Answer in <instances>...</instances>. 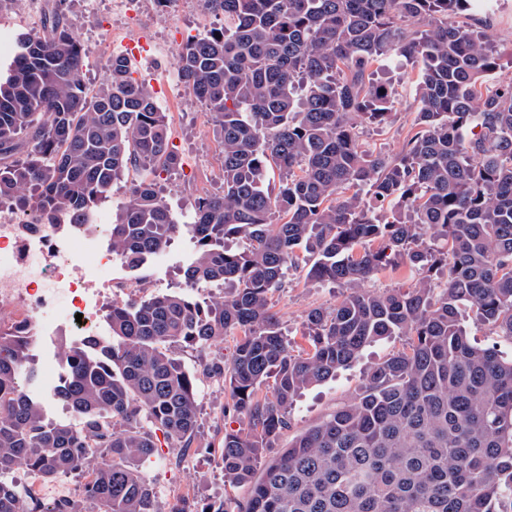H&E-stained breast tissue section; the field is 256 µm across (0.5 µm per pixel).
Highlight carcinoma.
<instances>
[{
	"mask_svg": "<svg viewBox=\"0 0 512 512\" xmlns=\"http://www.w3.org/2000/svg\"><path fill=\"white\" fill-rule=\"evenodd\" d=\"M206 2L224 29L187 41L176 67L215 123L224 191L199 199L191 224L156 190L178 159L165 113L124 56L88 93L82 44L50 6L0 79V202L32 224H89L113 183L139 169L110 223L112 252L137 267L187 233V287L226 288L210 303L174 292L112 305L105 335L60 346L63 375L48 395L27 390L39 378L34 337L0 330V473L82 470L92 474L83 498L100 512H164L140 465L159 432L190 447L198 417L197 375L170 347L235 333L230 366L202 374L224 377L226 409L248 419L224 431L221 462L250 495L209 512H512V360L474 346L460 321L468 307L512 338V80L486 84L498 58L472 31L476 0ZM391 55L422 63L416 131L393 156L365 148L356 122L392 115L391 87L373 80ZM365 194L389 207L385 218ZM427 235L443 246H425ZM302 263L345 294L309 312L296 354L269 292ZM389 265L418 279L362 288ZM389 336L406 344L368 371L362 392L258 470L294 397ZM267 385L271 396L258 397ZM50 399L77 423L48 421ZM19 499L0 481V512ZM32 512L81 510L59 498Z\"/></svg>",
	"mask_w": 512,
	"mask_h": 512,
	"instance_id": "1",
	"label": "carcinoma"
}]
</instances>
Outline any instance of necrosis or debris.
<instances>
[{"label": "necrosis or debris", "instance_id": "4bbe7bcc", "mask_svg": "<svg viewBox=\"0 0 512 512\" xmlns=\"http://www.w3.org/2000/svg\"><path fill=\"white\" fill-rule=\"evenodd\" d=\"M124 264L101 225L27 224L0 210V328L21 324L32 336L71 340L102 335L97 312L112 300V269ZM62 294L71 317L45 319Z\"/></svg>", "mask_w": 512, "mask_h": 512}]
</instances>
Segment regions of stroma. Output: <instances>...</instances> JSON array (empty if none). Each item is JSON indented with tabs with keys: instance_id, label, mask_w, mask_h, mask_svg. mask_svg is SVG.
<instances>
[{
	"instance_id": "1",
	"label": "stroma",
	"mask_w": 512,
	"mask_h": 512,
	"mask_svg": "<svg viewBox=\"0 0 512 512\" xmlns=\"http://www.w3.org/2000/svg\"><path fill=\"white\" fill-rule=\"evenodd\" d=\"M47 0H0V67H5L17 51L19 35L38 30ZM490 14L478 15L474 26L489 40L498 56V69L488 75V84L512 79V0H492ZM68 20L86 54L83 80L88 89L98 88L107 78L112 56V33L120 29L112 17V0H65ZM224 17L209 10L204 0H186L178 19H170L158 0H147L141 9L140 36L148 46L133 71L149 81L156 102L167 115L171 147L180 159L177 169L161 173L157 185L178 223L193 220L199 198L222 192V154L213 134L211 117L190 111L187 93L175 66L178 47L187 37L204 35L223 27ZM420 66L416 60L394 57L378 71L379 81L389 83L395 94L394 112L383 125L361 124L358 130L370 147L394 155L401 151L419 110L417 83ZM189 236L175 238L166 250L136 269L113 271L117 287L113 299L119 303L143 301L169 292L182 291V267L193 252ZM342 288L308 279L305 269L290 271L281 288L270 295L273 312L295 348L306 345L303 337L308 312L329 308L342 298ZM237 338L206 347L188 344L172 346L173 355L188 369H199L206 361L231 362ZM404 337L391 336L366 346L358 358L337 370L335 377L298 396L290 410V426L274 441V448L287 447L299 433L315 426L337 408L350 403L360 393L367 371L401 350ZM198 386V429L191 447L182 448L158 439L157 453L144 466V476L154 487L162 505L180 501L193 503L204 512L215 500L246 503L249 488L225 482L220 461V444L225 431L246 429L242 415L225 412L228 394L219 377H201Z\"/></svg>"
}]
</instances>
